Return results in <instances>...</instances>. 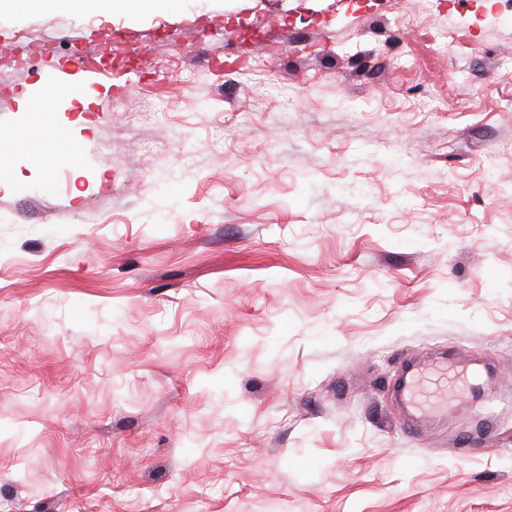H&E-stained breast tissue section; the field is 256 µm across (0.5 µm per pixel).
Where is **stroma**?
I'll list each match as a JSON object with an SVG mask.
<instances>
[{"label": "stroma", "mask_w": 512, "mask_h": 512, "mask_svg": "<svg viewBox=\"0 0 512 512\" xmlns=\"http://www.w3.org/2000/svg\"><path fill=\"white\" fill-rule=\"evenodd\" d=\"M44 33L0 53V512H512V0L0 8ZM65 68L86 110L29 111ZM441 354L506 403L408 437Z\"/></svg>", "instance_id": "35a3bbf8"}]
</instances>
